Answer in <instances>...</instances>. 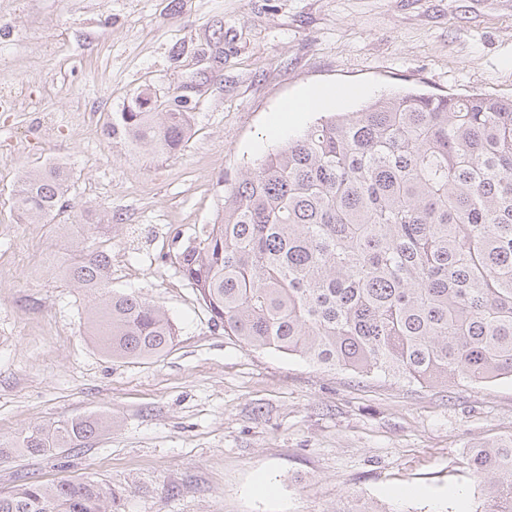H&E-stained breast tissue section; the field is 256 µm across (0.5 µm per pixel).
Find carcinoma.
<instances>
[{"label":"carcinoma","instance_id":"carcinoma-1","mask_svg":"<svg viewBox=\"0 0 512 512\" xmlns=\"http://www.w3.org/2000/svg\"><path fill=\"white\" fill-rule=\"evenodd\" d=\"M193 113L142 88L108 136L137 154L179 151ZM70 174L21 175L13 209L46 224ZM211 224L179 253L180 273L213 321L248 350L300 357L360 377L434 386L512 378V99L404 91L318 118L225 180ZM66 279L104 292L84 328L100 353L146 361L177 328L137 294L110 290L104 250L76 248ZM103 414L34 425L12 448H85ZM482 512H512V441L472 449ZM109 483L20 477L0 512H118Z\"/></svg>","mask_w":512,"mask_h":512}]
</instances>
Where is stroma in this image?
Instances as JSON below:
<instances>
[{
    "mask_svg": "<svg viewBox=\"0 0 512 512\" xmlns=\"http://www.w3.org/2000/svg\"><path fill=\"white\" fill-rule=\"evenodd\" d=\"M184 99L194 134L171 155L130 154L105 128L143 86ZM333 113L421 88L512 98V0H0V442L107 413L110 432L55 456L0 454L19 476L91 477L122 512H476L468 465L512 439V380L421 387L244 349L179 272L224 179L315 119L277 134L281 103L313 86ZM71 172L54 222L18 223L23 170ZM111 257L114 289L178 327L161 358L104 357L85 335L95 297L70 288L73 242ZM278 493L257 495L263 480Z\"/></svg>",
    "mask_w": 512,
    "mask_h": 512,
    "instance_id": "obj_1",
    "label": "stroma"
}]
</instances>
